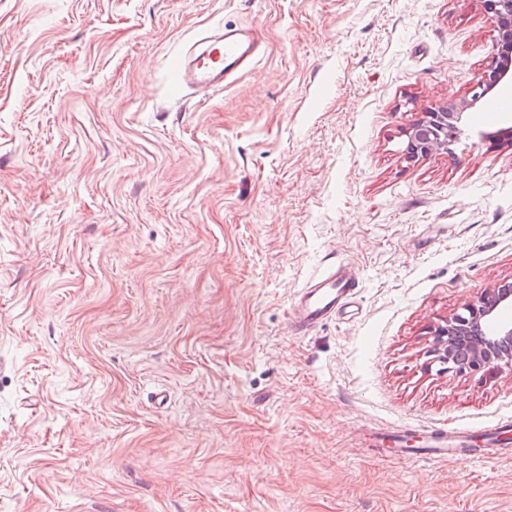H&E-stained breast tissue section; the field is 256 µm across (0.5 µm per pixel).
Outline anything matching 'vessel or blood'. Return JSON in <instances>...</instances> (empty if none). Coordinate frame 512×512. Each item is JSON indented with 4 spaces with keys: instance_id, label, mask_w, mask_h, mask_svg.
Here are the masks:
<instances>
[{
    "instance_id": "b4317fda",
    "label": "vessel or blood",
    "mask_w": 512,
    "mask_h": 512,
    "mask_svg": "<svg viewBox=\"0 0 512 512\" xmlns=\"http://www.w3.org/2000/svg\"><path fill=\"white\" fill-rule=\"evenodd\" d=\"M260 36L251 27H217L206 37L202 50L179 53L173 79L178 89L213 91L223 88L256 61ZM362 288L359 273L349 266H331L311 278L295 297L291 328L299 335L310 334L317 326L346 312ZM462 435L437 428L425 431L418 448H401L402 458L428 461L444 459L460 452Z\"/></svg>"
}]
</instances>
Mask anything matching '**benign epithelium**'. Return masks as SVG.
<instances>
[{"label":"benign epithelium","mask_w":512,"mask_h":512,"mask_svg":"<svg viewBox=\"0 0 512 512\" xmlns=\"http://www.w3.org/2000/svg\"><path fill=\"white\" fill-rule=\"evenodd\" d=\"M498 18L497 51L512 50V0H486ZM512 84V69L493 62L475 82L471 98L450 101L427 113L408 134L406 149L412 155L436 151L450 153L468 120L469 110L487 94ZM512 306V282L507 281L470 302L448 321L434 328L433 363L442 370L477 372L485 368L512 369V320L499 317Z\"/></svg>","instance_id":"benign-epithelium-1"}]
</instances>
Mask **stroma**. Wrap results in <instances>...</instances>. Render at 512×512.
Here are the masks:
<instances>
[{
	"instance_id": "1",
	"label": "stroma",
	"mask_w": 512,
	"mask_h": 512,
	"mask_svg": "<svg viewBox=\"0 0 512 512\" xmlns=\"http://www.w3.org/2000/svg\"><path fill=\"white\" fill-rule=\"evenodd\" d=\"M224 24L263 56L174 95ZM497 40L482 0H0V512H512V447L359 446L512 415L431 336L512 281V152L405 150ZM339 262L358 314L294 334ZM423 434L424 445L419 448H406L408 440L404 437L395 440L397 444H401L396 449L402 458L421 461L444 459L459 453L464 443L461 433L456 431L437 428L426 430Z\"/></svg>"
}]
</instances>
